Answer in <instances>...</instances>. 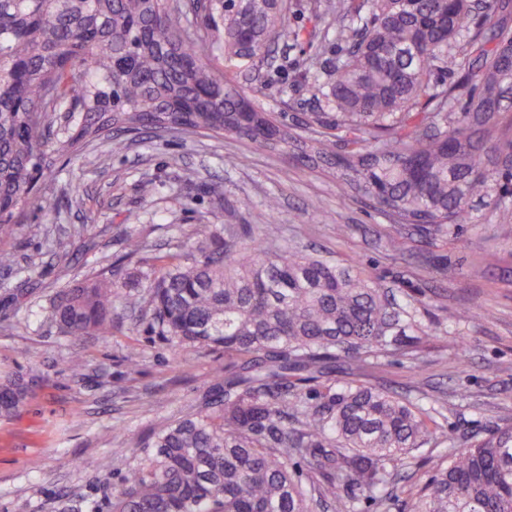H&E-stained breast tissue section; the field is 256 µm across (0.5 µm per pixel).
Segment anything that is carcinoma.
I'll return each instance as SVG.
<instances>
[{
	"instance_id": "1",
	"label": "carcinoma",
	"mask_w": 512,
	"mask_h": 512,
	"mask_svg": "<svg viewBox=\"0 0 512 512\" xmlns=\"http://www.w3.org/2000/svg\"><path fill=\"white\" fill-rule=\"evenodd\" d=\"M0 0V237L12 235L33 183L116 131L175 128L246 138L372 200L393 221L443 232L473 203L512 214V0H328L320 14L346 43L315 85L328 111L296 125L240 110L220 52L263 61L297 41L270 0ZM464 72L447 86L445 75ZM66 114V131L55 125ZM280 228L201 224L121 294L115 270L59 290L42 309L66 337L112 335L115 303L171 346L222 349L194 411L141 434L112 512H512V424L472 434L426 481L396 469L453 440L427 411L388 389L323 380L339 362L418 359L420 308L332 259L280 243ZM32 382L0 381V419Z\"/></svg>"
}]
</instances>
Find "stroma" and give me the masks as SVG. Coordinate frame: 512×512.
I'll return each instance as SVG.
<instances>
[{"label":"stroma","mask_w":512,"mask_h":512,"mask_svg":"<svg viewBox=\"0 0 512 512\" xmlns=\"http://www.w3.org/2000/svg\"><path fill=\"white\" fill-rule=\"evenodd\" d=\"M316 2L285 0L302 40L276 44L273 60H212L249 99L290 124L325 109L312 91L311 60L329 63L344 50L318 19ZM237 153L249 154L250 164L234 166ZM216 180L224 184L220 202L206 190ZM37 193L59 200L60 210L48 215L29 205L6 241L17 268L0 270V375L33 382L21 415L0 421V512H110L112 489L135 462L129 449L137 435L189 411L224 367L222 351L163 344L119 309L111 335L77 340L59 336L40 313L57 289L110 270L129 240L145 248L128 270L144 271L201 224L275 219L285 243L329 253L418 301L431 327L418 363L391 355L362 370L361 380L436 408L461 440L512 423V220L490 208L476 207L473 223L445 233L401 227L365 196L340 194L331 173L286 153L239 137L179 133L115 136L45 172ZM270 196L280 200L273 217L265 208ZM315 199L323 203L317 213L308 208ZM339 224L347 227L341 238ZM484 307L494 319L483 318ZM131 347L143 355L137 372L123 362ZM72 355L83 359L82 374L69 372ZM114 448L124 456L99 471L98 459Z\"/></svg>","instance_id":"stroma-1"}]
</instances>
